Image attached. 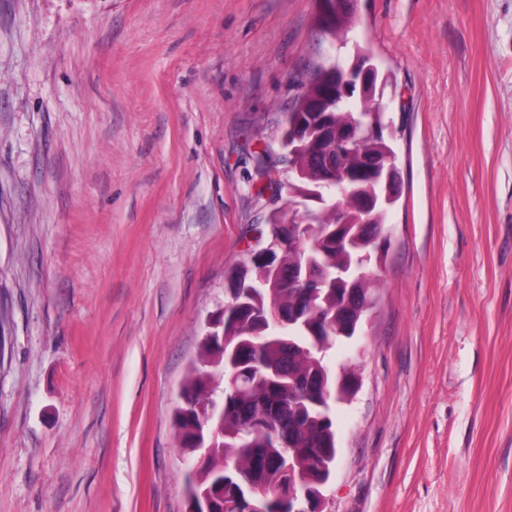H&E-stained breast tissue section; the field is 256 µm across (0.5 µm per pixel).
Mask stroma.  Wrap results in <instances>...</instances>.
I'll use <instances>...</instances> for the list:
<instances>
[{"label":"stroma","mask_w":512,"mask_h":512,"mask_svg":"<svg viewBox=\"0 0 512 512\" xmlns=\"http://www.w3.org/2000/svg\"><path fill=\"white\" fill-rule=\"evenodd\" d=\"M0 0V512H186L174 412L327 58L389 78L402 195L337 346L328 512H512V0Z\"/></svg>","instance_id":"1"}]
</instances>
